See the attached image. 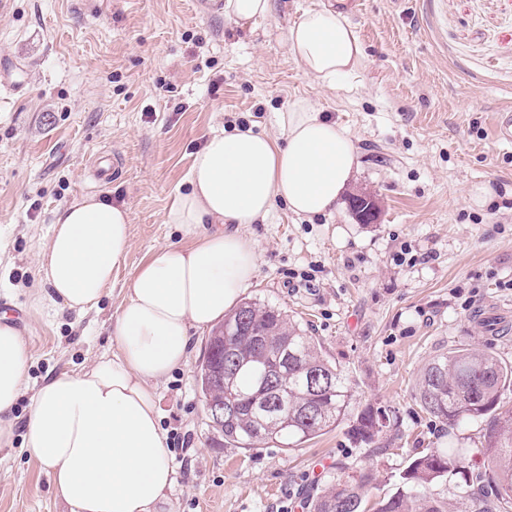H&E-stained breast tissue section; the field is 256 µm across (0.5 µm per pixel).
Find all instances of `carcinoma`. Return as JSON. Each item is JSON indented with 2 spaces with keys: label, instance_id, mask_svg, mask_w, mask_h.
Returning <instances> with one entry per match:
<instances>
[{
  "label": "carcinoma",
  "instance_id": "cac0c4a2",
  "mask_svg": "<svg viewBox=\"0 0 512 512\" xmlns=\"http://www.w3.org/2000/svg\"><path fill=\"white\" fill-rule=\"evenodd\" d=\"M248 321L241 322L243 313ZM201 397L237 407L219 432L236 448L297 447L345 417L352 390L315 339L280 309L248 300L225 315L198 367ZM512 365L487 350L442 352L425 367L415 390L420 409L448 424V445L414 457L396 491L367 507L373 480L361 472L328 482L313 512H451L438 492L452 488L466 512H512ZM489 422L481 448L459 443L466 424ZM387 411L367 405L350 425L354 442L386 447Z\"/></svg>",
  "mask_w": 512,
  "mask_h": 512
}]
</instances>
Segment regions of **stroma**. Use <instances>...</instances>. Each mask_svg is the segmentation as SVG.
Instances as JSON below:
<instances>
[{"label": "stroma", "mask_w": 512, "mask_h": 512, "mask_svg": "<svg viewBox=\"0 0 512 512\" xmlns=\"http://www.w3.org/2000/svg\"><path fill=\"white\" fill-rule=\"evenodd\" d=\"M336 0H271L239 26L205 0H8L0 9V312L30 359L16 434L0 446V512H69L48 470L22 446L30 395L50 373L77 370L110 347L124 281L180 231L163 221L215 130L276 133L280 112L316 100L360 154L348 194L379 209L361 224L340 202L302 218L276 204L248 227L259 270L244 299L282 309L318 340L354 394L350 414L391 411L387 447L355 445L348 422L294 448H234L209 426L187 367L157 386L174 467L170 512H311L330 477L368 471L371 501L395 492L417 451L448 440L421 411L417 380L437 353L463 345L512 364V143L497 140L512 107V0H360L349 9L364 46L336 89L288 54V28ZM116 158L109 181L98 159ZM487 185L493 199L470 203ZM80 195L127 206L132 247L111 291L83 314L41 297L36 253L59 208Z\"/></svg>", "instance_id": "stroma-1"}]
</instances>
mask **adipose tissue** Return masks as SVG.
Wrapping results in <instances>:
<instances>
[{
  "label": "adipose tissue",
  "instance_id": "obj_1",
  "mask_svg": "<svg viewBox=\"0 0 512 512\" xmlns=\"http://www.w3.org/2000/svg\"><path fill=\"white\" fill-rule=\"evenodd\" d=\"M287 48L330 89L364 58L353 26L331 7L292 25ZM278 127L275 136L236 128L208 137L187 191L163 216L183 241L158 246L124 283L111 326L115 351L47 376L37 389L22 444L50 470L70 512H165L173 467L155 384L187 366L193 332L223 319L256 279L257 245L243 226L266 220L279 202L299 216L331 213L354 178L351 133L314 101L296 100ZM131 224L127 207L71 200L38 253L46 295L79 313L97 308L131 249ZM28 357L20 331L0 314V444L14 435Z\"/></svg>",
  "mask_w": 512,
  "mask_h": 512
}]
</instances>
